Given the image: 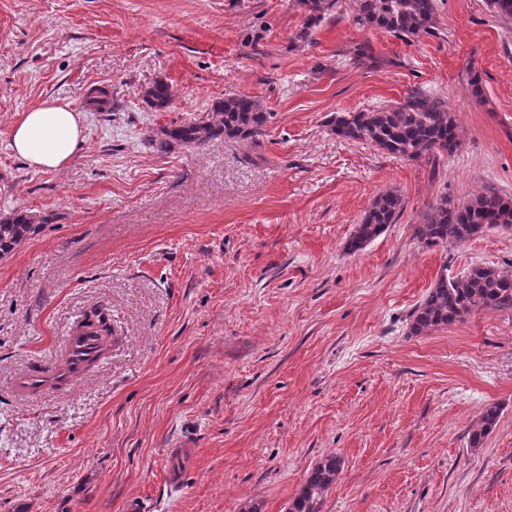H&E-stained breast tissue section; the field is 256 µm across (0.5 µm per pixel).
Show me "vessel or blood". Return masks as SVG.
Here are the masks:
<instances>
[{
  "label": "vessel or blood",
  "instance_id": "b4317fda",
  "mask_svg": "<svg viewBox=\"0 0 512 512\" xmlns=\"http://www.w3.org/2000/svg\"><path fill=\"white\" fill-rule=\"evenodd\" d=\"M67 350L64 358L65 365L51 371L36 370L28 373L17 382L21 392L36 394L50 388L75 385L82 374L86 358L97 352L96 343L76 333H69L66 338ZM174 464L167 474L169 483H180L186 469L196 463V452L192 445L185 443L173 444L168 450Z\"/></svg>",
  "mask_w": 512,
  "mask_h": 512
}]
</instances>
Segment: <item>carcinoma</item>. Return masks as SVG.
Listing matches in <instances>:
<instances>
[{
	"label": "carcinoma",
	"instance_id": "obj_1",
	"mask_svg": "<svg viewBox=\"0 0 512 512\" xmlns=\"http://www.w3.org/2000/svg\"><path fill=\"white\" fill-rule=\"evenodd\" d=\"M344 0H298L304 22L296 39L306 42L326 18L344 16ZM496 17L512 21V0H487ZM353 22L361 27L380 29L401 39H414L432 33L435 0H354ZM346 61L362 66L373 60L370 46H356L345 53ZM146 102L163 110L172 101L170 86L158 83L146 92ZM95 111H112L108 92L94 87L88 93ZM267 113L259 100L229 93L216 102L206 115L161 130V138L149 145L164 152L176 145L197 147L214 140L259 142ZM329 126L336 137L366 142L392 155L410 160L436 163L458 147L457 124L448 104L430 91L413 89L399 103L369 112L338 113ZM403 209V199L394 190L379 192L365 211L348 243L356 252L373 241L388 225L394 224ZM33 216L15 214L0 219V258L14 251L35 233ZM491 230H512V198L490 188L474 198L458 202L443 194L426 205L421 223L415 225V238L428 247L463 244ZM512 307V273L477 265L464 276L439 277L410 316L414 335L427 334L460 322L475 309ZM77 327L98 338L103 346L112 340L106 313L95 310L85 315ZM500 414L497 405L485 408L479 423L469 434V445L480 448L496 427ZM341 457L331 454L316 463L287 512H320L323 494L336 484Z\"/></svg>",
	"mask_w": 512,
	"mask_h": 512
}]
</instances>
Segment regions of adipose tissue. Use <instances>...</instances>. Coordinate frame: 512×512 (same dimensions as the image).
Listing matches in <instances>:
<instances>
[{
	"instance_id": "adipose-tissue-1",
	"label": "adipose tissue",
	"mask_w": 512,
	"mask_h": 512,
	"mask_svg": "<svg viewBox=\"0 0 512 512\" xmlns=\"http://www.w3.org/2000/svg\"><path fill=\"white\" fill-rule=\"evenodd\" d=\"M12 150L42 172H59L84 140L81 112L69 103L48 100L23 113L9 131Z\"/></svg>"
}]
</instances>
